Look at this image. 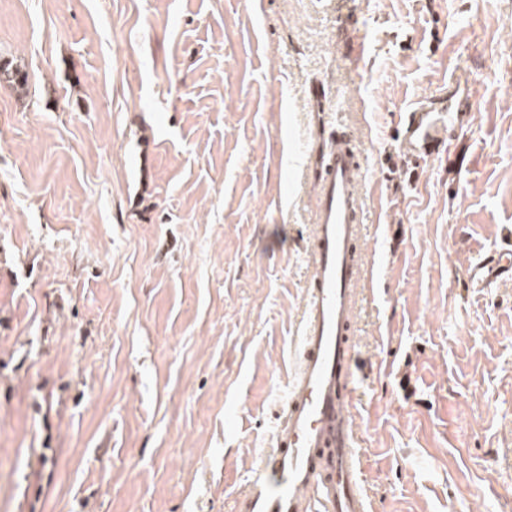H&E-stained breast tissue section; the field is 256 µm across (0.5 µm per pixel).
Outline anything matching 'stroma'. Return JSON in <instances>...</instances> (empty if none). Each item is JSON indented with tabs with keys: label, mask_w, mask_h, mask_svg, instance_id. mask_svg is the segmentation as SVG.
Returning a JSON list of instances; mask_svg holds the SVG:
<instances>
[{
	"label": "stroma",
	"mask_w": 512,
	"mask_h": 512,
	"mask_svg": "<svg viewBox=\"0 0 512 512\" xmlns=\"http://www.w3.org/2000/svg\"><path fill=\"white\" fill-rule=\"evenodd\" d=\"M0 512H241L352 135L374 512H512V0H0ZM323 96L313 99L311 86ZM468 87L445 154L400 116ZM512 278V235L501 238V244L491 249L469 269L468 279L472 288H488L493 283Z\"/></svg>",
	"instance_id": "35a3bbf8"
}]
</instances>
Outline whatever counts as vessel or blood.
<instances>
[{"label":"vessel or blood","instance_id":"obj_1","mask_svg":"<svg viewBox=\"0 0 512 512\" xmlns=\"http://www.w3.org/2000/svg\"><path fill=\"white\" fill-rule=\"evenodd\" d=\"M464 100L442 98L407 113L399 136L415 157L448 143V115ZM364 167L350 137L330 142L315 178L311 277L301 321L300 358L279 422L281 434L260 461L244 512H372L360 477L352 413L358 360L355 316L362 280ZM512 278V235L504 234L468 272L472 287Z\"/></svg>","mask_w":512,"mask_h":512}]
</instances>
